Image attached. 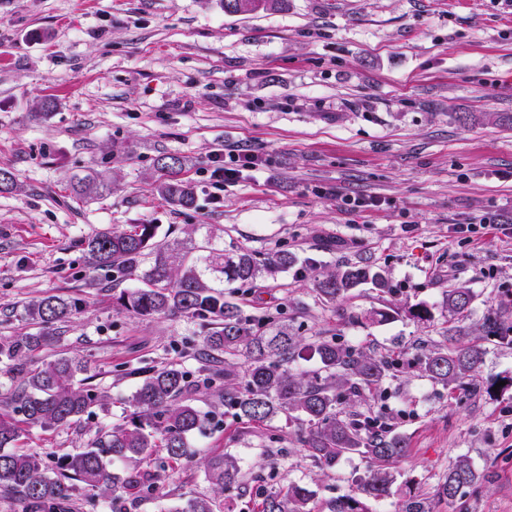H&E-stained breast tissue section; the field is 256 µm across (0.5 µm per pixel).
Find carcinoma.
I'll return each instance as SVG.
<instances>
[{
	"mask_svg": "<svg viewBox=\"0 0 512 512\" xmlns=\"http://www.w3.org/2000/svg\"><path fill=\"white\" fill-rule=\"evenodd\" d=\"M284 0H222L224 12L258 13L275 10ZM182 160L170 154L157 158L158 191L170 203L191 208L194 189L180 177ZM107 188L102 174L92 172L78 183L84 197L99 195ZM156 225L133 224L119 230L104 228L81 242L89 268L99 280L134 275L141 286L127 288L116 298L126 311L141 317L180 315L210 322L203 336L211 387L224 380V405L237 410L247 422L268 423L283 419L296 426L299 440L309 455L332 468L345 455L357 453L376 465L359 478L360 487L381 498L393 476L389 463L403 457L406 440L391 433L377 416L354 410L376 391L393 370L389 356L356 350L336 340L295 336L288 324L273 318L252 320L242 316L239 304L224 299L206 278L220 274L218 281L229 286L250 284L295 264L286 251L263 259L247 249L230 255L210 251L204 266L181 252L179 243L157 242ZM371 282L383 293H393L383 270L368 265H348L315 281L318 300L334 304L350 290ZM473 295L467 288H450L444 299L448 312L467 317ZM79 302L45 296L26 307L29 319L38 325L34 333L0 336V363L8 373L20 375V383L9 397L0 400V497L13 501L17 512H75L77 507L97 510L102 502L112 512H123V493L144 486L153 477L148 471H131L120 477L108 471V461L141 456L155 450L175 467L191 457V439L210 424L209 413L197 404L192 393L198 385L189 375L170 364L139 371V381L122 398V423L97 430L90 444L75 454H64L49 468L45 459L22 447L27 428L54 430L79 422L95 406L106 404L109 395L88 383L90 367L78 357L57 353L39 365L27 366L35 351L60 343V325L78 311ZM482 340L512 346V313L507 308H490L483 316L479 334L466 339L462 331L429 347L414 349L421 376L453 393L471 383L483 359ZM312 358V370H300V361ZM203 466L214 496L195 497L167 508V512H217L224 490L239 483L240 468L235 456L224 453L204 460ZM479 473L469 459L458 458L444 475L439 496L450 503L464 489L474 487ZM310 490L291 483L263 495L260 512H309Z\"/></svg>",
	"mask_w": 512,
	"mask_h": 512,
	"instance_id": "carcinoma-1",
	"label": "carcinoma"
}]
</instances>
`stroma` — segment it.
<instances>
[{"instance_id":"obj_1","label":"stroma","mask_w":512,"mask_h":512,"mask_svg":"<svg viewBox=\"0 0 512 512\" xmlns=\"http://www.w3.org/2000/svg\"><path fill=\"white\" fill-rule=\"evenodd\" d=\"M227 150L258 164L216 182ZM162 152L182 158L194 207L158 192ZM1 166L16 186L0 193V336L28 331L30 299H80L59 349L88 361L112 399L80 423L29 428V452L85 448L98 423L122 419L137 370L204 369L200 321L122 310L77 247L104 227L152 224L158 241L198 256L293 253L294 266L231 301L248 316L287 313L296 335L397 360L365 407L408 451L368 512H401L411 495L432 512H512V388L498 387L512 381V347L486 343L477 393L449 394L412 360L453 327L448 288L470 289L469 329L512 300V0H286L237 15L220 0H0ZM93 171L111 176V191L78 197L77 179ZM353 264L385 270L393 293L367 283L321 303L316 279ZM389 305L399 315L369 320ZM415 307L429 320L413 319ZM196 397L215 419L193 437L194 457L172 469L151 461L152 483L126 493L125 512L212 495L202 462L224 452L241 465V483L224 493L238 512L290 482L311 490V512L361 496L368 459L320 467L284 421L248 424L209 390ZM460 456L483 480L451 505L438 488Z\"/></svg>"}]
</instances>
